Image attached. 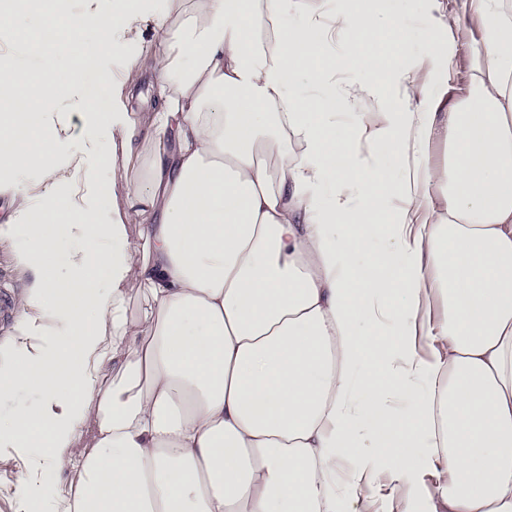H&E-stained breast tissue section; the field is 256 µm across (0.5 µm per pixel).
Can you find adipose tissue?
<instances>
[{
	"mask_svg": "<svg viewBox=\"0 0 512 512\" xmlns=\"http://www.w3.org/2000/svg\"><path fill=\"white\" fill-rule=\"evenodd\" d=\"M51 11L79 46L161 33L149 68L158 108L146 133L112 87L109 111L85 126L82 147L51 148L71 123L43 111L60 77L0 65V194L26 170L79 193L21 202L15 223L32 247L31 279L15 301L17 334L0 345V401L36 389L34 409L7 419L6 445L33 465L78 475L49 512H343V460L376 448L397 480L424 457L448 471L436 495L449 512H512V10L464 0L484 48L463 97L438 87L450 60H417L382 79L388 23L351 0L324 26L306 0H26ZM306 22L285 25L291 11ZM349 45L337 58L326 45ZM371 82L326 90L336 71ZM306 77L308 90L293 89ZM410 112L379 102L383 84ZM375 111H355L365 98ZM350 109L336 121V107ZM151 154L135 164L138 136ZM120 138L131 160L126 208L102 210L114 188L96 168ZM444 138L448 160L406 174L403 195L423 202L384 214L389 187L377 142L425 158ZM141 225L131 242L127 225ZM377 239L387 248L362 256ZM147 301L128 313L131 292ZM445 304L424 317L430 293ZM445 353L417 359L416 332ZM91 445L78 447L86 424Z\"/></svg>",
	"mask_w": 512,
	"mask_h": 512,
	"instance_id": "ef3b65f1",
	"label": "adipose tissue"
}]
</instances>
